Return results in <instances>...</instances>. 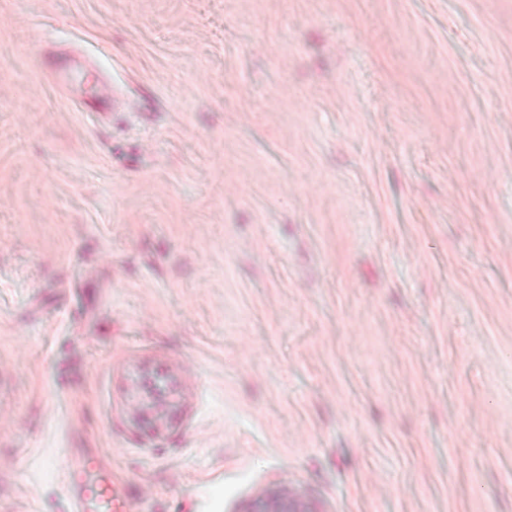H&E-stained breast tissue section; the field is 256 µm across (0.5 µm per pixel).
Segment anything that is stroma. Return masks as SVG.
<instances>
[{
	"label": "stroma",
	"instance_id": "1",
	"mask_svg": "<svg viewBox=\"0 0 512 512\" xmlns=\"http://www.w3.org/2000/svg\"><path fill=\"white\" fill-rule=\"evenodd\" d=\"M72 448L128 512H512V0H0V512ZM243 512H319L300 493L275 491L252 501Z\"/></svg>",
	"mask_w": 512,
	"mask_h": 512
}]
</instances>
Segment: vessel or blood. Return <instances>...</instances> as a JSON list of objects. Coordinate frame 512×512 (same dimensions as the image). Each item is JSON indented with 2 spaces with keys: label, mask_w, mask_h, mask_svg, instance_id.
Segmentation results:
<instances>
[{
  "label": "vessel or blood",
  "mask_w": 512,
  "mask_h": 512,
  "mask_svg": "<svg viewBox=\"0 0 512 512\" xmlns=\"http://www.w3.org/2000/svg\"><path fill=\"white\" fill-rule=\"evenodd\" d=\"M122 481L93 449H71L61 469L67 512H112Z\"/></svg>",
  "instance_id": "vessel-or-blood-1"
}]
</instances>
